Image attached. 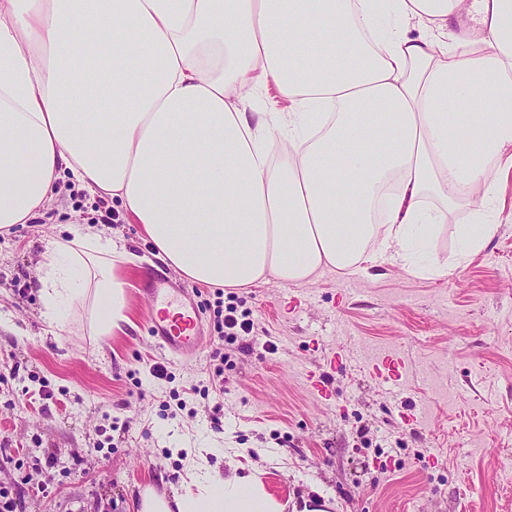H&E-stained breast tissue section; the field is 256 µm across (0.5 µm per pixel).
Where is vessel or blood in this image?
Instances as JSON below:
<instances>
[{
	"label": "vessel or blood",
	"instance_id": "obj_1",
	"mask_svg": "<svg viewBox=\"0 0 512 512\" xmlns=\"http://www.w3.org/2000/svg\"><path fill=\"white\" fill-rule=\"evenodd\" d=\"M145 292L149 297L148 325L161 350L181 357L201 344L199 314L179 299L166 274L148 280ZM404 368L400 356L387 353L372 360L368 371L376 379L396 383L401 381Z\"/></svg>",
	"mask_w": 512,
	"mask_h": 512
}]
</instances>
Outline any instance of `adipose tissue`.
Returning a JSON list of instances; mask_svg holds the SVG:
<instances>
[{
	"instance_id": "ef3b65f1",
	"label": "adipose tissue",
	"mask_w": 512,
	"mask_h": 512,
	"mask_svg": "<svg viewBox=\"0 0 512 512\" xmlns=\"http://www.w3.org/2000/svg\"><path fill=\"white\" fill-rule=\"evenodd\" d=\"M474 13L478 31H452ZM79 42L100 54L95 81ZM269 88L288 111H255ZM492 167L512 176V0H0V234L45 210L67 172L202 285L386 262L434 278L496 233ZM464 204L457 249L437 260L427 247ZM135 260L90 230L54 240L37 270L44 319L87 302L95 334H115L116 269ZM286 510L256 474L216 476L203 457L172 494L131 504Z\"/></svg>"
}]
</instances>
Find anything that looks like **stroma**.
Wrapping results in <instances>:
<instances>
[{"label": "stroma", "mask_w": 512, "mask_h": 512, "mask_svg": "<svg viewBox=\"0 0 512 512\" xmlns=\"http://www.w3.org/2000/svg\"><path fill=\"white\" fill-rule=\"evenodd\" d=\"M59 184L42 215L0 235V367L18 368L0 377V487L21 512H127L143 488L172 493L201 438L214 473L235 455L275 495L326 498L332 512H512V181L496 235L446 276L385 264L234 289L254 330L226 346L219 390L215 288L157 260L119 202ZM78 222L142 261L126 278L124 335H94L85 304L57 328L44 321L38 265ZM158 272L198 308L192 355L162 352L148 329L142 289ZM389 352L406 362L398 387L366 369ZM310 369L324 370L330 399ZM415 411L424 419L408 426Z\"/></svg>", "instance_id": "obj_1"}]
</instances>
